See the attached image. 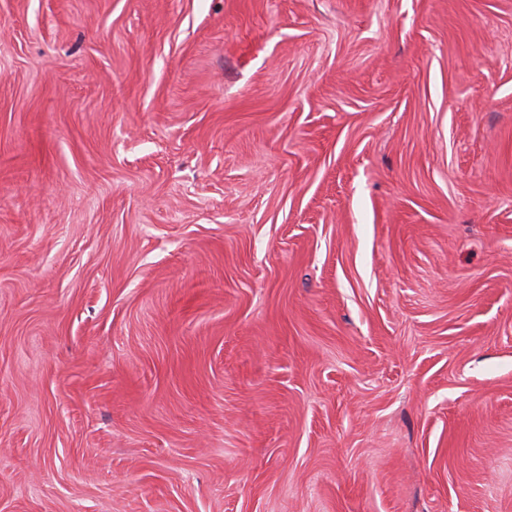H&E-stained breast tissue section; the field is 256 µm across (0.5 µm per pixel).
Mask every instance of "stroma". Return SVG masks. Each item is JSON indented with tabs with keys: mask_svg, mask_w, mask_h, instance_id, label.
<instances>
[{
	"mask_svg": "<svg viewBox=\"0 0 512 512\" xmlns=\"http://www.w3.org/2000/svg\"><path fill=\"white\" fill-rule=\"evenodd\" d=\"M0 512H512V0H0Z\"/></svg>",
	"mask_w": 512,
	"mask_h": 512,
	"instance_id": "1",
	"label": "stroma"
}]
</instances>
